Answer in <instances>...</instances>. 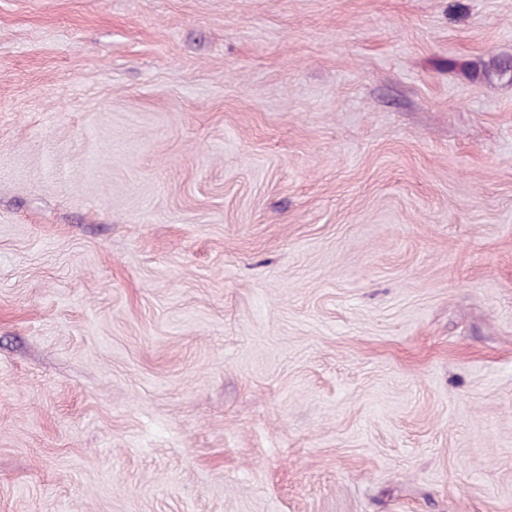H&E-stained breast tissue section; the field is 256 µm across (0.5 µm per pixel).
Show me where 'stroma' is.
<instances>
[{
  "label": "stroma",
  "mask_w": 512,
  "mask_h": 512,
  "mask_svg": "<svg viewBox=\"0 0 512 512\" xmlns=\"http://www.w3.org/2000/svg\"><path fill=\"white\" fill-rule=\"evenodd\" d=\"M512 0H0V512H512ZM483 75L487 80H507L512 82V58L511 56H495L483 63Z\"/></svg>",
  "instance_id": "obj_1"
}]
</instances>
